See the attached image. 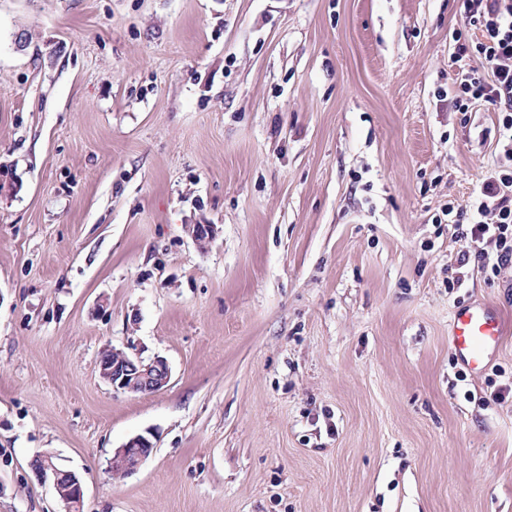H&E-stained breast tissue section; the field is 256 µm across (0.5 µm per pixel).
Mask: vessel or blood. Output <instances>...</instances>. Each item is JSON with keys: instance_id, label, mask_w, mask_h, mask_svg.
Here are the masks:
<instances>
[{"instance_id": "obj_1", "label": "vessel or blood", "mask_w": 512, "mask_h": 512, "mask_svg": "<svg viewBox=\"0 0 512 512\" xmlns=\"http://www.w3.org/2000/svg\"><path fill=\"white\" fill-rule=\"evenodd\" d=\"M450 335L460 361L471 373L479 374L499 355L506 332L500 310L477 299L454 311Z\"/></svg>"}]
</instances>
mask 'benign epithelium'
<instances>
[{"instance_id":"7a95c632","label":"benign epithelium","mask_w":512,"mask_h":512,"mask_svg":"<svg viewBox=\"0 0 512 512\" xmlns=\"http://www.w3.org/2000/svg\"><path fill=\"white\" fill-rule=\"evenodd\" d=\"M99 377L112 390L129 393H156L168 387L171 369L168 361L160 356L148 360L138 353L112 349V355L99 359ZM151 437L137 434L112 452L107 472L110 476H126L137 470L153 453ZM36 475L52 482L64 512H82L84 488L81 477L62 459L43 454L35 462Z\"/></svg>"}]
</instances>
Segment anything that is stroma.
Segmentation results:
<instances>
[{
	"label": "stroma",
	"instance_id": "obj_1",
	"mask_svg": "<svg viewBox=\"0 0 512 512\" xmlns=\"http://www.w3.org/2000/svg\"><path fill=\"white\" fill-rule=\"evenodd\" d=\"M460 20V0H0V512H63L45 452L84 512H512V393L450 343L457 306L496 305L512 386V263L458 266L438 221L512 137L454 106ZM112 347L166 358L168 387L112 391ZM149 435L150 437L137 434L112 452L107 465V472L111 477L128 475L137 470L152 455L155 446L152 440L153 435L150 433ZM36 475L50 480L64 505V512H81L84 488L81 477L56 455H39L35 462Z\"/></svg>",
	"mask_w": 512,
	"mask_h": 512
}]
</instances>
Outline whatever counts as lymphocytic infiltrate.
I'll return each instance as SVG.
<instances>
[{
    "mask_svg": "<svg viewBox=\"0 0 512 512\" xmlns=\"http://www.w3.org/2000/svg\"><path fill=\"white\" fill-rule=\"evenodd\" d=\"M464 28L455 30L451 62L457 67L456 103L468 111L475 102L491 106L499 114L503 129L512 132V0H461ZM507 166L488 177L465 205L449 206L451 227L463 217L471 222L464 235L472 243L495 242L496 259L482 252H462L459 266L476 262L512 260V146L505 151Z\"/></svg>",
    "mask_w": 512,
    "mask_h": 512,
    "instance_id": "obj_1",
    "label": "lymphocytic infiltrate"
}]
</instances>
